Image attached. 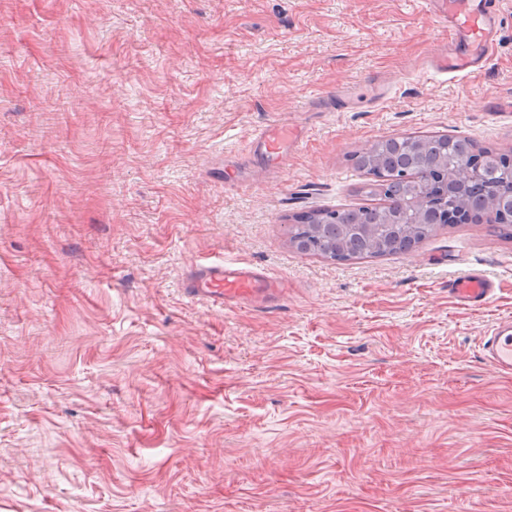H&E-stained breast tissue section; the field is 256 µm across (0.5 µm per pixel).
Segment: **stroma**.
<instances>
[{
	"instance_id": "35a3bbf8",
	"label": "stroma",
	"mask_w": 512,
	"mask_h": 512,
	"mask_svg": "<svg viewBox=\"0 0 512 512\" xmlns=\"http://www.w3.org/2000/svg\"><path fill=\"white\" fill-rule=\"evenodd\" d=\"M449 43L433 0H0V512H512V372L482 349L512 240L290 242L367 203L378 139L512 152V8L480 68L431 69ZM224 259L282 300L185 294ZM473 270L487 305L448 292ZM268 159L276 160L288 148L289 143L296 144L302 140L296 129L286 123L268 125L256 137Z\"/></svg>"
}]
</instances>
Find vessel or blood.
<instances>
[{
  "instance_id": "1",
  "label": "vessel or blood",
  "mask_w": 512,
  "mask_h": 512,
  "mask_svg": "<svg viewBox=\"0 0 512 512\" xmlns=\"http://www.w3.org/2000/svg\"><path fill=\"white\" fill-rule=\"evenodd\" d=\"M454 35L463 38L466 51L441 59L439 66L450 73L472 70L485 62L493 48V29L504 0H440ZM268 159L275 160L288 145L298 143L299 133L284 123L268 125L256 137ZM450 290L455 298L473 305L488 304L495 292L493 282L480 272H470L453 280ZM189 295L208 300L215 306L230 302L264 303L279 300L283 289L277 277L265 270L237 262L220 261L195 269L186 284ZM483 349L505 370L512 369V325L492 328Z\"/></svg>"
}]
</instances>
